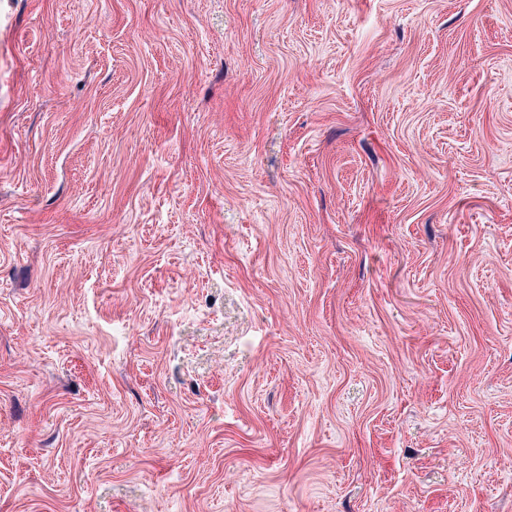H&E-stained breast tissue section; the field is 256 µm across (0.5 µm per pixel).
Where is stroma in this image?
<instances>
[{"label": "stroma", "instance_id": "stroma-1", "mask_svg": "<svg viewBox=\"0 0 512 512\" xmlns=\"http://www.w3.org/2000/svg\"><path fill=\"white\" fill-rule=\"evenodd\" d=\"M0 512H512V0H0Z\"/></svg>", "mask_w": 512, "mask_h": 512}]
</instances>
